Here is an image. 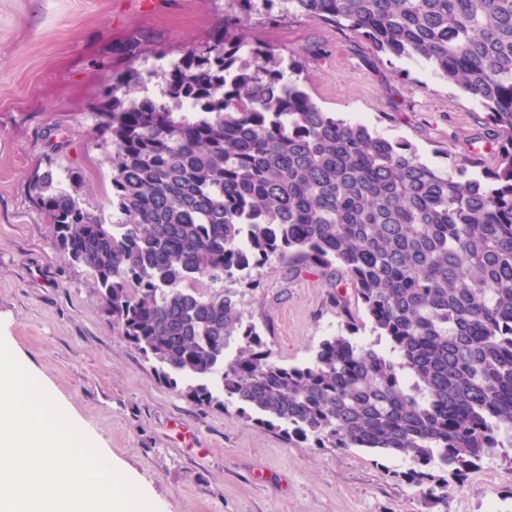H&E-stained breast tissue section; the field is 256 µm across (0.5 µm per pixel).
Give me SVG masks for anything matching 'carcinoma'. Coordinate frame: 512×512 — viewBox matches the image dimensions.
I'll return each mask as SVG.
<instances>
[{
	"label": "carcinoma",
	"instance_id": "obj_1",
	"mask_svg": "<svg viewBox=\"0 0 512 512\" xmlns=\"http://www.w3.org/2000/svg\"><path fill=\"white\" fill-rule=\"evenodd\" d=\"M264 2L429 64L487 111L496 167L462 156L439 170L323 111L272 48L226 26L171 63L162 99L135 96L137 71L106 88L117 222L50 168L31 196L166 385L192 380L190 398L222 407L214 377L290 440L405 457L408 483L445 503L449 479L512 450V0ZM272 257L350 281L389 350L337 335L284 366L233 296L195 288Z\"/></svg>",
	"mask_w": 512,
	"mask_h": 512
}]
</instances>
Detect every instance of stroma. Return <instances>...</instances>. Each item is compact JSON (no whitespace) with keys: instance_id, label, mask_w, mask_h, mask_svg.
I'll use <instances>...</instances> for the list:
<instances>
[{"instance_id":"1","label":"stroma","mask_w":512,"mask_h":512,"mask_svg":"<svg viewBox=\"0 0 512 512\" xmlns=\"http://www.w3.org/2000/svg\"><path fill=\"white\" fill-rule=\"evenodd\" d=\"M239 20L247 40L299 68L313 101L444 169L448 153L491 155L485 111L430 67L375 52L348 29L236 0H0V339L130 474L158 512H440L421 503L407 460L363 448L296 445L243 416L239 405L200 406L170 388L112 317L89 269L62 260L29 184L52 168L64 189L111 219L112 141L100 133L113 76L142 73L158 97L168 64ZM232 291L279 363L313 358L319 344L353 334L331 302L324 272L271 260L247 281H203ZM449 512H512V473L501 457L468 473Z\"/></svg>"}]
</instances>
